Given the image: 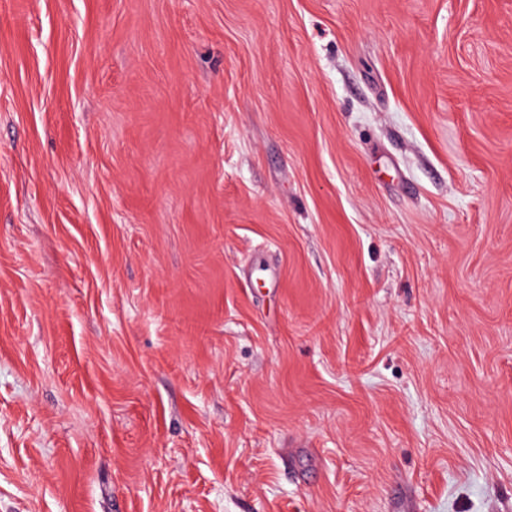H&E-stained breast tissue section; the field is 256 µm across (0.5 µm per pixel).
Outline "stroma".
Masks as SVG:
<instances>
[{"label": "stroma", "mask_w": 512, "mask_h": 512, "mask_svg": "<svg viewBox=\"0 0 512 512\" xmlns=\"http://www.w3.org/2000/svg\"><path fill=\"white\" fill-rule=\"evenodd\" d=\"M0 512H512V0H0Z\"/></svg>", "instance_id": "obj_1"}]
</instances>
